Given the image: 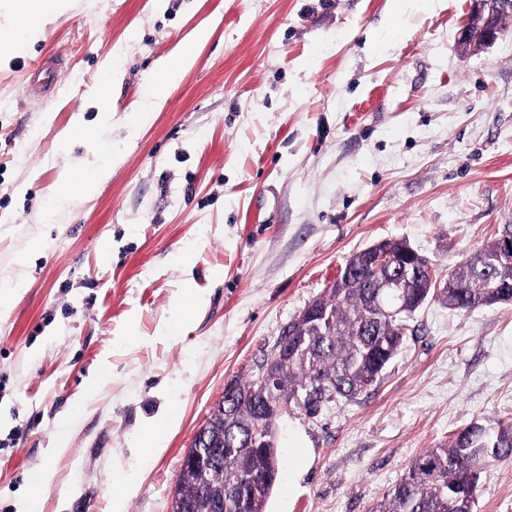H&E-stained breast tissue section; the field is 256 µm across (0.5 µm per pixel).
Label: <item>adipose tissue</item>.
<instances>
[{
    "label": "adipose tissue",
    "instance_id": "1",
    "mask_svg": "<svg viewBox=\"0 0 512 512\" xmlns=\"http://www.w3.org/2000/svg\"><path fill=\"white\" fill-rule=\"evenodd\" d=\"M10 13L8 27L0 28V51H15L40 39L46 21L64 12L68 0H6Z\"/></svg>",
    "mask_w": 512,
    "mask_h": 512
}]
</instances>
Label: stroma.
Listing matches in <instances>:
<instances>
[{"instance_id":"1","label":"stroma","mask_w":512,"mask_h":512,"mask_svg":"<svg viewBox=\"0 0 512 512\" xmlns=\"http://www.w3.org/2000/svg\"><path fill=\"white\" fill-rule=\"evenodd\" d=\"M471 16V0H71L0 54V286L24 284L0 314V512H172L226 384L353 252L396 238L444 274L512 224V19L465 53ZM55 56L57 94L26 93ZM80 122L115 153L90 194ZM410 325L356 401L279 419L266 512H369L471 421L512 422V303L432 300ZM171 409L164 453L136 456ZM476 512H512V456L482 473ZM188 61L189 58L183 57L178 64H168L165 67L162 80L153 84L148 91V96L151 100L152 107L160 104L164 100L167 88L169 85L175 83L179 79Z\"/></svg>"}]
</instances>
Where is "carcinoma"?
I'll return each mask as SVG.
<instances>
[{"label":"carcinoma","instance_id":"obj_1","mask_svg":"<svg viewBox=\"0 0 512 512\" xmlns=\"http://www.w3.org/2000/svg\"><path fill=\"white\" fill-rule=\"evenodd\" d=\"M512 234V224H504L478 253L489 257L485 263L468 259L453 269L457 287H425V279L413 275L422 258L404 259L403 244L392 245L393 263L376 269L368 255L358 252L349 259L353 272L342 283L331 286L317 297L322 329L333 323V333L317 334L305 323L288 324L275 347L288 352L285 359L270 364L266 357L249 378L229 384L236 398L224 400L226 412L233 416L224 426V469L206 488L179 471L177 488L191 501L190 512H216L214 501L224 497V512H266L267 500L278 479L279 457L276 430L270 429L264 448H248L251 431L261 419L274 424L275 408L283 413L311 408L321 411L331 403L353 401L377 384L388 363L402 350L406 321L415 310L388 314L380 309V281L387 273L406 271L411 287L405 298L412 303L426 302L439 295L455 310H470L492 305L489 279L501 284L499 293H512V256L497 253L502 239ZM272 371L282 386L265 391L262 378ZM251 458L257 476L263 481L259 496L241 504L230 491L241 481L230 451ZM512 456V423L495 427L474 422L458 432L448 443L430 448L416 457L401 480L376 503L372 512H474L483 468L493 461Z\"/></svg>","mask_w":512,"mask_h":512}]
</instances>
